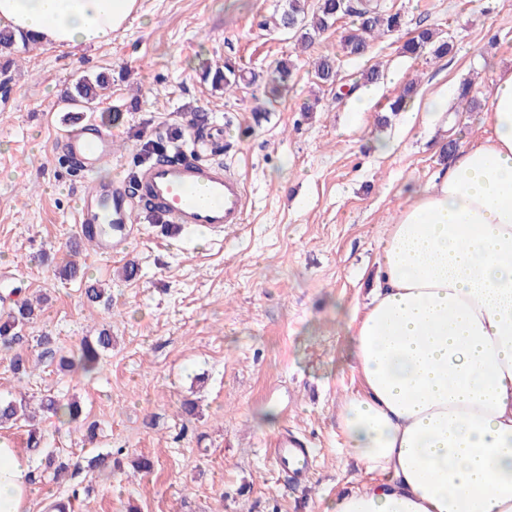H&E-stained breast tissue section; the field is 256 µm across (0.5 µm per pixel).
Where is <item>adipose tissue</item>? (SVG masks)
Masks as SVG:
<instances>
[{
    "label": "adipose tissue",
    "instance_id": "ef3b65f1",
    "mask_svg": "<svg viewBox=\"0 0 512 512\" xmlns=\"http://www.w3.org/2000/svg\"><path fill=\"white\" fill-rule=\"evenodd\" d=\"M137 0H0V28L60 49L109 42ZM492 134L411 188L377 283L344 321L360 387L346 446L368 478L325 512H512V73ZM27 455L0 440V512H32Z\"/></svg>",
    "mask_w": 512,
    "mask_h": 512
}]
</instances>
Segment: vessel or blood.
Returning a JSON list of instances; mask_svg holds the SVG:
<instances>
[{
    "label": "vessel or blood",
    "instance_id": "obj_1",
    "mask_svg": "<svg viewBox=\"0 0 512 512\" xmlns=\"http://www.w3.org/2000/svg\"><path fill=\"white\" fill-rule=\"evenodd\" d=\"M55 146L85 176L112 160L111 134L84 121L63 126ZM79 202L76 223L95 228L93 241L101 252L119 256L134 234L135 210L157 213L179 229L220 233L244 222L246 189L223 164L185 154L142 168L130 183H92ZM275 460L293 475L308 473L307 456L296 442H279Z\"/></svg>",
    "mask_w": 512,
    "mask_h": 512
}]
</instances>
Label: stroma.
<instances>
[{
	"label": "stroma",
	"mask_w": 512,
	"mask_h": 512,
	"mask_svg": "<svg viewBox=\"0 0 512 512\" xmlns=\"http://www.w3.org/2000/svg\"><path fill=\"white\" fill-rule=\"evenodd\" d=\"M402 30L373 41L366 56L341 52L352 18L298 45L275 21L288 0H140V9L97 47L60 50L16 45L0 57V271H11L42 313L22 343L0 348V395L76 397L82 421L35 426L41 449L69 457L65 481L41 465L24 426L0 437L26 450L40 493L69 501V512H324L343 489L341 474L359 465L338 426L342 398L356 389L342 319L365 303L377 270L379 240L411 185L432 181L449 159L448 141L464 145L489 133L488 91L512 71V0H384ZM451 40L453 50L402 52L418 24ZM334 54V86L316 84L313 63ZM239 65L245 79L227 92L204 82L206 65ZM294 65L279 96L269 93L278 60ZM379 65L370 106L356 111L348 85ZM106 75L103 98L73 106L67 91L83 77ZM416 100L473 83L476 111L450 98L442 113L387 105L408 82ZM197 129L187 125L190 113ZM91 119L114 135L117 164L98 181L132 178L180 150H198L245 181L244 224L214 235L177 231L140 210L127 247L137 265L80 244L74 220L83 184L53 148L66 119ZM223 130L220 142L195 148L193 132ZM391 143L379 154L373 141ZM75 259L78 277L61 269ZM106 289L92 303L88 286ZM109 330L112 348L89 374L44 359L77 349ZM50 347L37 345L41 335ZM17 352L39 359L30 375L10 368ZM303 441L312 468L295 482L268 455L280 439ZM111 453L112 470L87 460ZM150 469L138 470L139 459Z\"/></svg>",
	"instance_id": "35a3bbf8"
}]
</instances>
